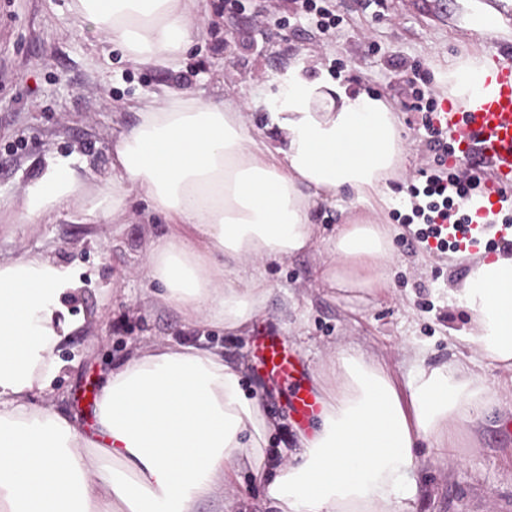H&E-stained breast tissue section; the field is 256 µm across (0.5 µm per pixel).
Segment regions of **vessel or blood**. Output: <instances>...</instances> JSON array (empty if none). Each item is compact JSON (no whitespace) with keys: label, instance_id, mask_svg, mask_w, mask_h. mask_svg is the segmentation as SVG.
Masks as SVG:
<instances>
[{"label":"vessel or blood","instance_id":"vessel-or-blood-1","mask_svg":"<svg viewBox=\"0 0 512 512\" xmlns=\"http://www.w3.org/2000/svg\"><path fill=\"white\" fill-rule=\"evenodd\" d=\"M498 89L476 105L448 109L443 119L454 129L458 141V162L469 167L491 166L500 181H512V57L496 61ZM471 237L497 229L499 237L512 236V226L503 224L498 201L489 199L480 206ZM261 363L271 375L288 380L287 401L297 414L311 416L318 409L312 388L295 383L300 366L282 351L278 336L265 332L259 341Z\"/></svg>","mask_w":512,"mask_h":512}]
</instances>
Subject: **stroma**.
I'll return each mask as SVG.
<instances>
[{"label":"stroma","mask_w":512,"mask_h":512,"mask_svg":"<svg viewBox=\"0 0 512 512\" xmlns=\"http://www.w3.org/2000/svg\"><path fill=\"white\" fill-rule=\"evenodd\" d=\"M332 2L345 25L323 33L301 15L298 0H201L210 21L172 70L134 65L122 50L79 31L72 0H0L2 195H21L44 157L55 153H78L89 179L108 176L112 125L135 122L132 105L142 96L181 87L207 99L234 94L249 101L302 57L313 63L312 77L386 99L407 147L383 208L394 247L387 294L313 281L321 259L313 249L267 265L272 293L245 336L189 325L175 309L144 303L147 246L169 226L158 218L145 221L142 201L130 203L117 235L111 225L73 211L25 228L0 216L1 260L28 250L47 252L83 281L80 294L65 300L83 326L61 349L65 367L53 383L51 404L92 428L88 382L102 381L135 348L154 342L218 346L226 362L243 368L247 393L259 396L277 420L272 447L291 449L305 423L284 408L283 387L253 369L259 331L281 337L309 385L344 347L386 359L403 381L411 370L408 351L422 348L432 366L452 359L478 362L497 405L492 423L480 432L460 428L456 457L441 459L420 446L413 512H512V370L482 359L465 337L470 318L450 295L466 275L463 258L435 252L417 238L416 225L392 217L396 210L410 213L408 188L420 184L433 165L420 130L422 115L407 109L412 66L429 69L441 96L449 58L512 53V33L471 36L458 0H377L368 7L363 0Z\"/></svg>","instance_id":"1"}]
</instances>
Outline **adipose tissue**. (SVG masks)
Returning a JSON list of instances; mask_svg holds the SVG:
<instances>
[{"label":"adipose tissue","instance_id":"adipose-tissue-1","mask_svg":"<svg viewBox=\"0 0 512 512\" xmlns=\"http://www.w3.org/2000/svg\"><path fill=\"white\" fill-rule=\"evenodd\" d=\"M71 9L79 29L139 66L176 68L206 25L200 0H72ZM491 74L487 58L449 61L450 105L491 94ZM331 93L336 105L317 111ZM247 105L188 89L141 98L135 123L112 135L111 177L89 182L77 155L53 157L0 209L32 225L77 209L117 234L128 205L146 201L170 231L150 244L144 299L191 324L247 334L271 293L266 265L320 241L330 258L316 282L385 291L393 243L381 212L406 154L389 104L311 77L301 59L251 104L276 141L252 134ZM345 192L365 210L319 239L314 209ZM76 290L48 253L0 262V512H197L219 497L239 512L225 492L245 468L271 512H412L421 442L454 455L458 428L480 430L496 402L473 366H428L420 348L403 384L385 364L343 352L318 379L317 416L270 478L264 449L277 423L247 396L241 368L217 347L151 345L109 372L88 432L32 401L52 388L57 352L79 327L63 304ZM452 295L471 316L468 340L512 369V252L469 257Z\"/></svg>","mask_w":512,"mask_h":512}]
</instances>
